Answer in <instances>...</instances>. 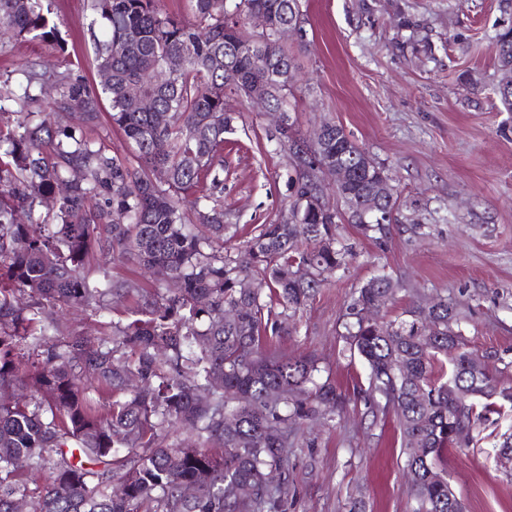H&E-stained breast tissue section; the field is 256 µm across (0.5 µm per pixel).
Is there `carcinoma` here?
Listing matches in <instances>:
<instances>
[{
    "label": "carcinoma",
    "mask_w": 512,
    "mask_h": 512,
    "mask_svg": "<svg viewBox=\"0 0 512 512\" xmlns=\"http://www.w3.org/2000/svg\"><path fill=\"white\" fill-rule=\"evenodd\" d=\"M52 2L0 0V28L62 51ZM191 3L186 22L157 0H87L92 23H102L93 63L110 72L96 89L38 63L21 93L3 80L19 111L0 121V512H13L18 498L33 512H258L274 506L264 477L281 468L299 421L344 407L336 386L319 381L316 360L282 356L268 342L346 269L353 249L338 223L367 237L382 230L314 208L309 199L329 185L314 162L356 170L346 187L356 197L388 173L360 167L364 150L333 123L317 148L292 159L294 201L283 222L261 225L242 249L229 246L237 225L224 214L221 172L236 116L225 92L246 97L280 75L267 84L265 107L283 111L287 125L268 140L279 150L301 142L288 111L294 58L275 37L276 27L302 21L301 0ZM252 12L268 18V30L248 26ZM495 46L500 69L512 73V24ZM46 82L59 90L58 111L34 123L29 86ZM132 84L154 111L127 94ZM103 99L108 121L135 147L131 160L83 136L102 124ZM156 112L165 124H155ZM91 257L103 277L86 270ZM124 261L150 272L151 287L112 279L108 266ZM301 266L309 278L296 277ZM371 282L378 287L357 289L349 315L392 302L390 276ZM116 297L134 300L133 317L94 341L49 316L51 308L102 312ZM450 313L441 298L405 319L380 317L381 329L358 318L344 335L368 367V390L395 412L412 512H465L440 463L450 445L473 443L489 414L512 408V388L498 389L490 368L472 373L463 334H448ZM84 374L98 398L81 386ZM216 377L223 384L212 390ZM460 385L471 392L464 407L454 398ZM172 429L188 437L167 444ZM231 484L252 497L226 499Z\"/></svg>",
    "instance_id": "cac0c4a2"
}]
</instances>
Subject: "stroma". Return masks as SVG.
Instances as JSON below:
<instances>
[{
  "label": "stroma",
  "mask_w": 512,
  "mask_h": 512,
  "mask_svg": "<svg viewBox=\"0 0 512 512\" xmlns=\"http://www.w3.org/2000/svg\"><path fill=\"white\" fill-rule=\"evenodd\" d=\"M84 0H56L63 53L0 34V73L23 79L30 61L70 71L91 86L90 17ZM303 40H289L296 80L288 99L301 137L330 119L387 171L394 220L363 237L337 272L299 310L279 352L314 358L346 404L305 422L288 451L279 512H408L410 486L392 408L368 393V368L342 336L357 288L386 273L399 283L386 318L440 297L454 304L470 350L491 358L512 386V112L493 89L494 37L508 16L500 0H302ZM224 145V210L241 232L280 223L292 202L288 153L268 135L272 118L242 97ZM512 412L473 430L470 446L449 449L448 483L467 512H512V474L496 459Z\"/></svg>",
  "instance_id": "stroma-1"
}]
</instances>
